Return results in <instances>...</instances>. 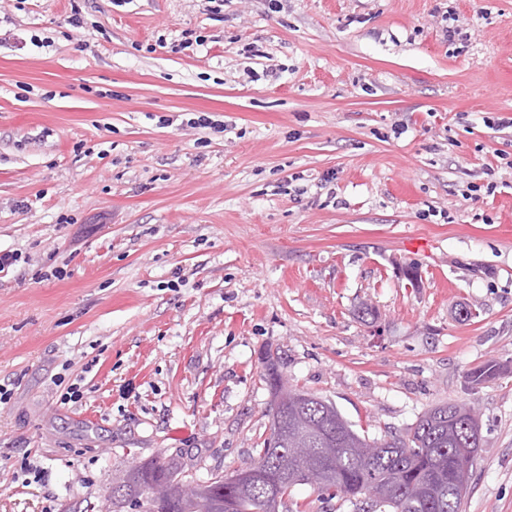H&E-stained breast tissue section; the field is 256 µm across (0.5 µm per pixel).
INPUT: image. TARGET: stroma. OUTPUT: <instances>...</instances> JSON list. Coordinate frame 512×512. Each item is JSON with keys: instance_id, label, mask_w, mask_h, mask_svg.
I'll list each match as a JSON object with an SVG mask.
<instances>
[{"instance_id": "obj_1", "label": "stroma", "mask_w": 512, "mask_h": 512, "mask_svg": "<svg viewBox=\"0 0 512 512\" xmlns=\"http://www.w3.org/2000/svg\"><path fill=\"white\" fill-rule=\"evenodd\" d=\"M1 251L0 512L233 474L269 353L372 439L474 406L460 510L512 512V0H0ZM509 374H512L511 365L492 358L468 371L465 379L471 386H478ZM163 459L162 465H157L154 460ZM137 468L136 465L130 466L126 477L116 486L112 487V499L115 498L117 486L122 487V483L133 492L144 484L149 487L151 483L168 481L169 483L178 482L179 477L183 474L182 462L176 457H157L147 461Z\"/></svg>"}]
</instances>
